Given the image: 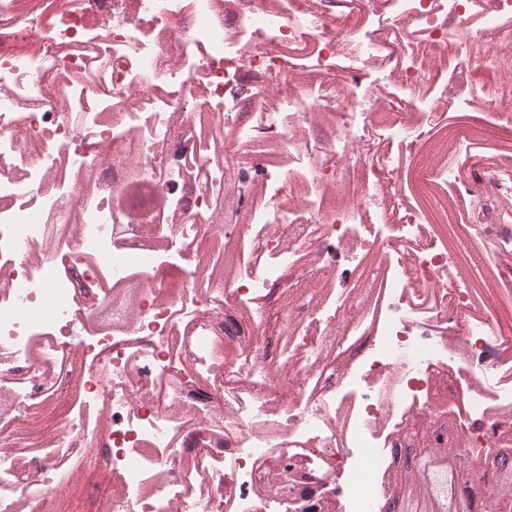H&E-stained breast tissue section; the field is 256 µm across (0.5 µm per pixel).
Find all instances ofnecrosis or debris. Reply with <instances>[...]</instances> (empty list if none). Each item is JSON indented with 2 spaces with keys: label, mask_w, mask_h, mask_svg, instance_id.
Returning a JSON list of instances; mask_svg holds the SVG:
<instances>
[{
  "label": "necrosis or debris",
  "mask_w": 512,
  "mask_h": 512,
  "mask_svg": "<svg viewBox=\"0 0 512 512\" xmlns=\"http://www.w3.org/2000/svg\"><path fill=\"white\" fill-rule=\"evenodd\" d=\"M437 407L512 431V0H0V512H383Z\"/></svg>",
  "instance_id": "obj_1"
}]
</instances>
